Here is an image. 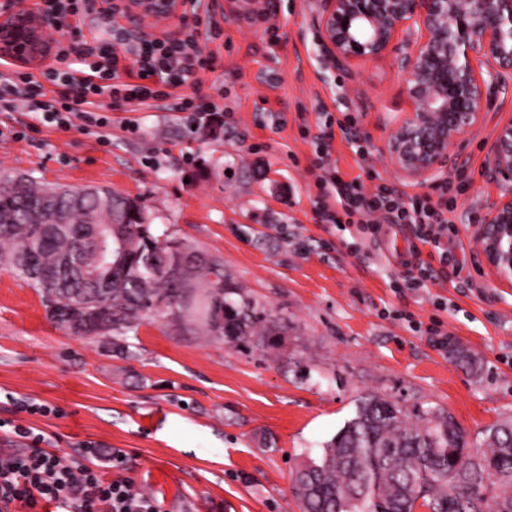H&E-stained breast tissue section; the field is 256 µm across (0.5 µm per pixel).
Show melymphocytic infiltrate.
Returning <instances> with one entry per match:
<instances>
[{
    "label": "lymphocytic infiltrate",
    "instance_id": "1",
    "mask_svg": "<svg viewBox=\"0 0 512 512\" xmlns=\"http://www.w3.org/2000/svg\"><path fill=\"white\" fill-rule=\"evenodd\" d=\"M99 16L110 42L86 44L79 63H72L68 51H58L56 64L41 74L0 70V107L12 112L23 107L40 112L51 126L71 127L80 119L83 131L109 125L102 115L98 97H109L116 105L163 111L191 110L195 122L204 123L219 107L203 92L202 72L211 68L216 54L213 43L224 27L216 16H209L205 31L191 30L178 40L156 39L133 44L116 27L112 17L101 14L97 0H43L38 17L46 24L85 15ZM313 169L318 175V195L313 211L324 224L340 223L342 217L357 219L371 234L382 225L407 224L414 236L432 246L434 261L415 258L403 274L410 288L425 287L435 279L436 264H447L448 250L442 245L448 235V193L424 197L416 203H402L400 192L384 185L369 189L359 180L346 181L331 168L334 135L319 129L314 137ZM30 442L27 453L0 459V512L20 504L26 512H41L43 506L54 512H160L155 502L141 494L128 477L106 479L92 463L104 459L108 464L122 462L118 453L101 454L87 445L91 464H78L46 449L47 438L24 430Z\"/></svg>",
    "mask_w": 512,
    "mask_h": 512
}]
</instances>
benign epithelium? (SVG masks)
<instances>
[{
    "instance_id": "benign-epithelium-1",
    "label": "benign epithelium",
    "mask_w": 512,
    "mask_h": 512,
    "mask_svg": "<svg viewBox=\"0 0 512 512\" xmlns=\"http://www.w3.org/2000/svg\"><path fill=\"white\" fill-rule=\"evenodd\" d=\"M195 0H102L101 7L140 39L169 35L193 18ZM263 0H231L230 12L255 15ZM330 64L355 67L398 54L409 109L381 148L402 177L427 184L455 174L462 149L488 120L497 99L512 100V0H320L314 18ZM43 26L28 14L0 19V54L41 60ZM501 192L470 226L480 259L512 284V118L498 120L484 165Z\"/></svg>"
}]
</instances>
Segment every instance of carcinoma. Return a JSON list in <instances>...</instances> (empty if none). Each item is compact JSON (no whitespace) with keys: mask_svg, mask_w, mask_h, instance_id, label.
I'll use <instances>...</instances> for the list:
<instances>
[{"mask_svg":"<svg viewBox=\"0 0 512 512\" xmlns=\"http://www.w3.org/2000/svg\"><path fill=\"white\" fill-rule=\"evenodd\" d=\"M43 204L67 213L63 224L39 223ZM112 225V260L102 257L98 232ZM0 269L36 290L44 308H101L112 346L153 316L183 312L207 338L224 319V339L243 344L272 335L266 313L224 279L218 259L192 266L186 282L147 270L161 264L172 240L161 241L140 202L107 186L46 185L31 176L0 172ZM239 299L234 300L232 296ZM483 448L440 408L409 414L385 398H361L354 417L327 441L317 458L292 475L301 512H512V419L483 429Z\"/></svg>","mask_w":512,"mask_h":512,"instance_id":"carcinoma-1","label":"carcinoma"}]
</instances>
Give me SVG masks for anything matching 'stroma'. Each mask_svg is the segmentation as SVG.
Segmentation results:
<instances>
[{
  "label": "stroma",
  "mask_w": 512,
  "mask_h": 512,
  "mask_svg": "<svg viewBox=\"0 0 512 512\" xmlns=\"http://www.w3.org/2000/svg\"><path fill=\"white\" fill-rule=\"evenodd\" d=\"M317 3L271 0L267 17L228 15L219 58L203 74L224 108L219 125L192 123L186 112H116L104 98L105 146L32 112H0V168L139 199L155 235L223 262L226 280L265 310L277 339L272 349L256 338L234 346L155 317L121 352L68 334L32 288L0 270L1 456L26 452L18 431L31 427L78 462L89 443L122 451L126 475L161 512L197 502L201 512H300L291 471L321 454L365 394L444 408L477 446L483 427L512 417V286L478 267L469 233L499 193L483 176L492 129L469 143L450 180L457 232L448 250L460 272L420 290L394 288L413 243L408 225H383L373 238L358 224L318 223L313 136L325 124L335 131L331 160L343 179L408 200L433 187L406 180L381 154L407 106L396 55L360 65L354 78L337 70L313 26ZM343 128L358 140L340 136ZM396 310L439 323L480 371L394 319ZM20 400L52 412L19 410ZM156 468L170 472L175 492L157 487Z\"/></svg>",
  "instance_id": "35a3bbf8"
}]
</instances>
